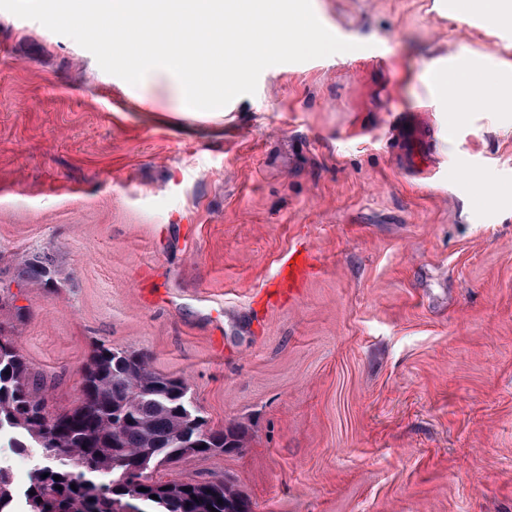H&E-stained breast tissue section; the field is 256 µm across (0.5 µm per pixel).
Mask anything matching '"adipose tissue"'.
<instances>
[{"instance_id":"ef3b65f1","label":"adipose tissue","mask_w":512,"mask_h":512,"mask_svg":"<svg viewBox=\"0 0 512 512\" xmlns=\"http://www.w3.org/2000/svg\"><path fill=\"white\" fill-rule=\"evenodd\" d=\"M450 69L469 73V82L433 77L429 79L428 85L436 93H450L456 111H468L473 102L475 86L484 85L492 89V102L498 110L512 112V61L500 60L495 69L491 70L483 61L462 57L452 63Z\"/></svg>"}]
</instances>
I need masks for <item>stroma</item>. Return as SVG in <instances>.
<instances>
[{"instance_id": "35a3bbf8", "label": "stroma", "mask_w": 512, "mask_h": 512, "mask_svg": "<svg viewBox=\"0 0 512 512\" xmlns=\"http://www.w3.org/2000/svg\"><path fill=\"white\" fill-rule=\"evenodd\" d=\"M437 2L312 0L366 53L269 67L220 114L0 10V334L50 412L95 345L144 351L247 435L154 479L253 512H512V112H439L425 83L512 60V26ZM298 241L316 277L254 305ZM43 254L56 280H18Z\"/></svg>"}]
</instances>
